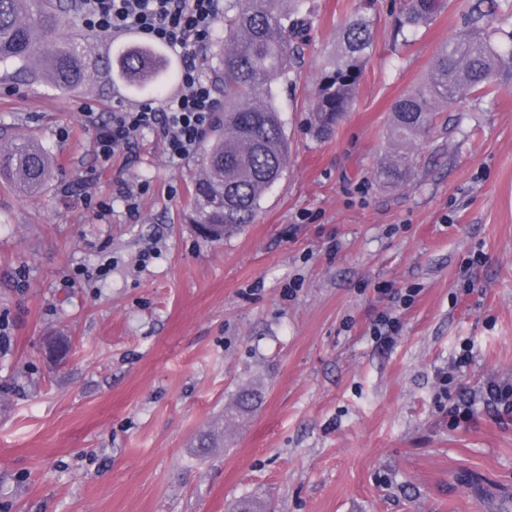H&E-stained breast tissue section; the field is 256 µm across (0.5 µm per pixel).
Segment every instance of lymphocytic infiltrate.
I'll list each match as a JSON object with an SVG mask.
<instances>
[{"label":"lymphocytic infiltrate","instance_id":"lymphocytic-infiltrate-1","mask_svg":"<svg viewBox=\"0 0 512 512\" xmlns=\"http://www.w3.org/2000/svg\"><path fill=\"white\" fill-rule=\"evenodd\" d=\"M224 15V0H81L83 26L100 33L135 32L166 46L182 60L178 89L162 102L113 109L96 125V151L111 162L144 132L157 134L169 160L192 157L209 127L218 101L202 75L201 51Z\"/></svg>","mask_w":512,"mask_h":512}]
</instances>
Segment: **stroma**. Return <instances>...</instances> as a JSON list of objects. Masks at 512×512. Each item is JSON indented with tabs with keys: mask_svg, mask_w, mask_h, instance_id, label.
Instances as JSON below:
<instances>
[{
	"mask_svg": "<svg viewBox=\"0 0 512 512\" xmlns=\"http://www.w3.org/2000/svg\"><path fill=\"white\" fill-rule=\"evenodd\" d=\"M471 0L394 37L378 0L374 50L335 134L310 127L313 80L345 20L317 17L296 84L274 86L288 165L254 223L212 242L191 222L195 159L146 133L102 164L100 120L139 104L90 78L63 91L0 72V139L55 160L41 194L0 183V512H502L512 416V81L482 111L441 112L400 188L375 171L392 102L429 72ZM63 33L104 61L136 33ZM145 186L137 216L118 182ZM412 292L408 304L386 289ZM394 311L391 347L373 340ZM69 342L57 359L51 337ZM469 350L470 361L456 359ZM260 400L236 415L242 389ZM224 430L208 458L199 431Z\"/></svg>",
	"mask_w": 512,
	"mask_h": 512,
	"instance_id": "1",
	"label": "stroma"
}]
</instances>
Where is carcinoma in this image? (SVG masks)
Returning <instances> with one entry per match:
<instances>
[{
    "label": "carcinoma",
    "mask_w": 512,
    "mask_h": 512,
    "mask_svg": "<svg viewBox=\"0 0 512 512\" xmlns=\"http://www.w3.org/2000/svg\"><path fill=\"white\" fill-rule=\"evenodd\" d=\"M52 0H0V64L36 82L69 90L90 70L84 44L58 36L60 14ZM377 0H358L336 47L323 63L314 88L312 112L323 136L336 130L355 99L373 50ZM447 0H404L395 28L405 33L428 24ZM512 22V0H475L463 15V30L436 49L427 79L392 103L391 140L395 155L383 163L380 177L400 186L417 164L407 147L431 128L436 112H458L467 100L495 97L512 73V50L492 42L493 19ZM313 20L306 0H224V44L216 83L224 93L220 114L204 139L192 181L191 205L198 224H219L221 234L254 221L264 194L288 164V141L272 86L298 76L302 46ZM171 72L158 49L134 44L99 70L110 85L147 86ZM51 171L45 147L26 134L0 146V180L26 195L40 193Z\"/></svg>",
    "instance_id": "cac0c4a2"
}]
</instances>
